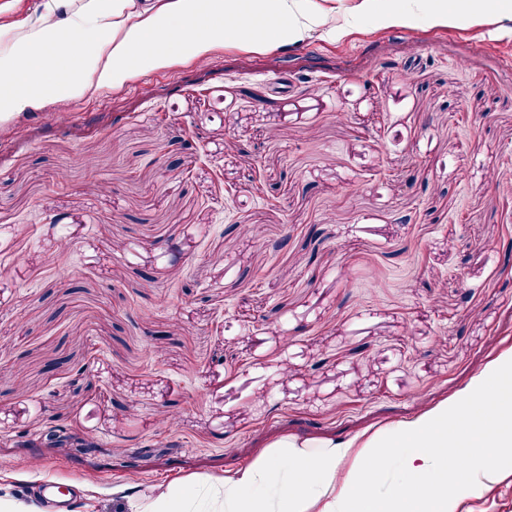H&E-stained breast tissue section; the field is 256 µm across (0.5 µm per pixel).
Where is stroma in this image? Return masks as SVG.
<instances>
[{
	"label": "stroma",
	"mask_w": 512,
	"mask_h": 512,
	"mask_svg": "<svg viewBox=\"0 0 512 512\" xmlns=\"http://www.w3.org/2000/svg\"><path fill=\"white\" fill-rule=\"evenodd\" d=\"M359 2L0 123V495L132 512L465 406L512 353V0ZM455 512H512V466ZM356 9L379 14L388 21H397L406 13L399 0H362ZM61 486H65L72 495L76 490H80V484L77 480H70L67 484L62 485L57 479L47 478L41 484V491L46 502L51 506L52 512H70V501L59 500L55 494Z\"/></svg>",
	"instance_id": "35a3bbf8"
}]
</instances>
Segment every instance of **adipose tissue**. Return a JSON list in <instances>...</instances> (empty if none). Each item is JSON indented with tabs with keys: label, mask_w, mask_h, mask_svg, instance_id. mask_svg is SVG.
Returning a JSON list of instances; mask_svg holds the SVG:
<instances>
[{
	"label": "adipose tissue",
	"mask_w": 512,
	"mask_h": 512,
	"mask_svg": "<svg viewBox=\"0 0 512 512\" xmlns=\"http://www.w3.org/2000/svg\"><path fill=\"white\" fill-rule=\"evenodd\" d=\"M305 0H46L39 23L0 33V123L45 96L67 98L123 84L134 63L167 65L216 45L256 48L324 25ZM489 412L439 405L356 437L309 444L280 439L248 465L155 493L141 512H453L449 480L481 489L499 474L493 456L512 450V358L491 370ZM483 460L448 473L449 455ZM399 465L400 492H381Z\"/></svg>",
	"instance_id": "ef3b65f1"
}]
</instances>
